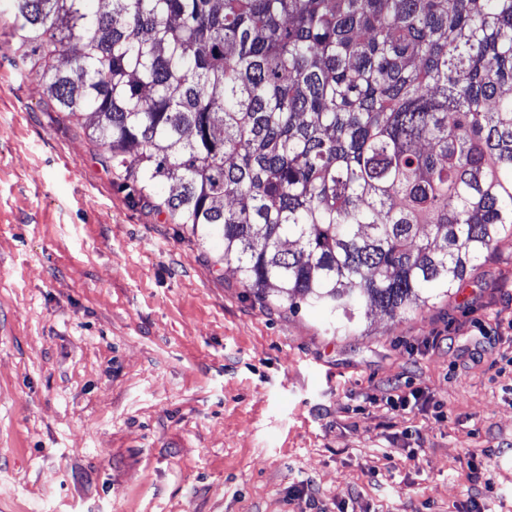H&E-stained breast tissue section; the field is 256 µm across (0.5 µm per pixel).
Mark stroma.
<instances>
[{"label":"stroma","instance_id":"stroma-1","mask_svg":"<svg viewBox=\"0 0 512 512\" xmlns=\"http://www.w3.org/2000/svg\"><path fill=\"white\" fill-rule=\"evenodd\" d=\"M104 155L0 12V512H512V238L336 336ZM394 384L432 401L391 410Z\"/></svg>","mask_w":512,"mask_h":512}]
</instances>
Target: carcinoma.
<instances>
[{
  "mask_svg": "<svg viewBox=\"0 0 512 512\" xmlns=\"http://www.w3.org/2000/svg\"><path fill=\"white\" fill-rule=\"evenodd\" d=\"M6 0L25 72L240 281L356 336L512 237V0Z\"/></svg>",
  "mask_w": 512,
  "mask_h": 512,
  "instance_id": "obj_1",
  "label": "carcinoma"
}]
</instances>
